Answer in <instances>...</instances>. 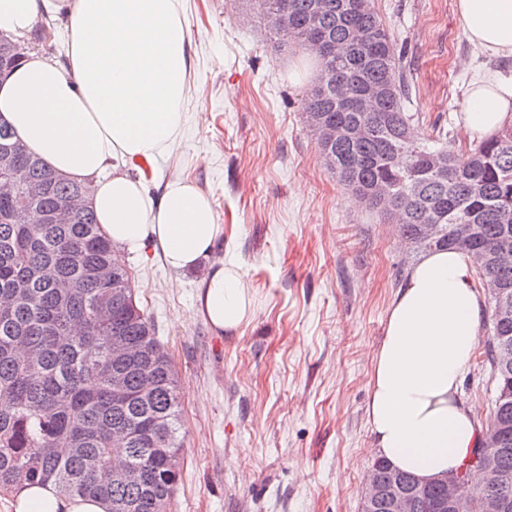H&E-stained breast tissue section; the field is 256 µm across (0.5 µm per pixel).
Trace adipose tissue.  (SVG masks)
Segmentation results:
<instances>
[{"instance_id":"ef3b65f1","label":"adipose tissue","mask_w":512,"mask_h":512,"mask_svg":"<svg viewBox=\"0 0 512 512\" xmlns=\"http://www.w3.org/2000/svg\"><path fill=\"white\" fill-rule=\"evenodd\" d=\"M466 39L486 56L512 57V0H456ZM43 13L64 15L66 64L28 52L0 80V120L28 151L68 178L95 185L101 232L130 254L160 250L175 273H198L195 314L217 335L255 316L239 266L215 258L224 235L211 199L183 174L160 196L118 161L169 160L184 135L190 24L183 0H0V32L22 37ZM467 139L512 126V77L488 72L466 90ZM482 293L471 259L434 250L410 268L389 304L372 354L367 419L372 450L395 469L432 481L458 470L481 437L460 398L478 345ZM9 512H109L108 502L67 496L54 483L24 484Z\"/></svg>"}]
</instances>
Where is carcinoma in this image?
Here are the masks:
<instances>
[{
  "label": "carcinoma",
  "instance_id": "cac0c4a2",
  "mask_svg": "<svg viewBox=\"0 0 512 512\" xmlns=\"http://www.w3.org/2000/svg\"><path fill=\"white\" fill-rule=\"evenodd\" d=\"M247 4L280 48L304 50L316 36L332 46L318 54L320 74L303 109L338 182L399 224L417 252L453 248L455 225H475L468 255L484 256L476 273L495 307L499 289L512 290V253L497 255L502 236H512V128L464 153L439 130L418 139L404 109L408 61L371 0ZM275 12L288 14V32L272 24ZM369 86L383 94L348 106ZM321 126L340 134L321 141ZM355 127L363 135H349ZM14 164L33 181L54 174L29 153ZM78 190L91 197L95 187L60 175L53 181L40 201L53 224H17L21 206L0 199V489L51 480L65 495L106 500L110 512H170L182 448L180 387L124 255L102 235L91 207H70ZM487 332L483 355L496 387L481 440L497 438L506 450L496 474L469 484L479 499L512 496V365L500 364L504 343L512 355V318H489ZM116 340L132 359L113 363ZM117 433L127 448L120 468L112 461Z\"/></svg>",
  "mask_w": 512,
  "mask_h": 512
}]
</instances>
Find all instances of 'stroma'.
Listing matches in <instances>:
<instances>
[{
    "instance_id": "stroma-1",
    "label": "stroma",
    "mask_w": 512,
    "mask_h": 512,
    "mask_svg": "<svg viewBox=\"0 0 512 512\" xmlns=\"http://www.w3.org/2000/svg\"><path fill=\"white\" fill-rule=\"evenodd\" d=\"M191 21L190 121L168 171L196 180L224 226L257 305L238 335L194 313L195 274L158 251L128 257L182 394L173 512H359L374 455L367 422L371 356L387 307L420 254L397 225L353 207L324 165L303 102L317 74L280 50L243 0H183ZM413 64L408 110L419 135L458 128L468 85L512 58L464 37L456 0H372ZM495 384L475 354L461 385L487 423Z\"/></svg>"
}]
</instances>
